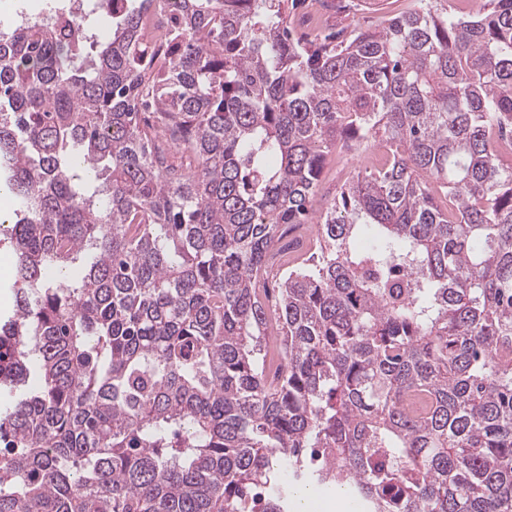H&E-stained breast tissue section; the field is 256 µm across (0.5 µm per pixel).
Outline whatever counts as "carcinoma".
I'll return each mask as SVG.
<instances>
[{
	"label": "carcinoma",
	"instance_id": "1",
	"mask_svg": "<svg viewBox=\"0 0 512 512\" xmlns=\"http://www.w3.org/2000/svg\"><path fill=\"white\" fill-rule=\"evenodd\" d=\"M89 2L0 29V512H512V0L310 47L300 0ZM359 166V163L354 162L349 169L343 171L340 169L339 164H336L335 153V159L328 162L322 174L319 187L313 199V210L316 212L320 211L325 206L326 199H333L336 196V190L347 178L357 173ZM6 263V266H5ZM15 257L8 247L0 245V314H8L14 308Z\"/></svg>",
	"mask_w": 512,
	"mask_h": 512
}]
</instances>
